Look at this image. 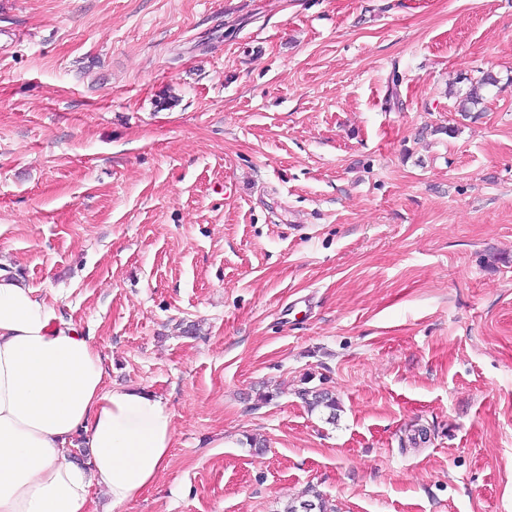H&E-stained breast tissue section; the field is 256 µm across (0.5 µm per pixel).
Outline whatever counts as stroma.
I'll list each match as a JSON object with an SVG mask.
<instances>
[{
	"label": "stroma",
	"instance_id": "obj_1",
	"mask_svg": "<svg viewBox=\"0 0 512 512\" xmlns=\"http://www.w3.org/2000/svg\"><path fill=\"white\" fill-rule=\"evenodd\" d=\"M0 268L173 412L116 512H512V0H0ZM498 82L497 77L492 72L483 73L475 82H471V87L464 97L458 102V112H471L472 108L481 104L483 100L480 91L487 86H493ZM298 394L301 396V399H303L304 402L308 405L310 410L323 408L328 410L327 420L333 422L336 420V411L338 410V405L336 400L329 396L327 392L315 386L300 388ZM306 497V498H303ZM314 502L317 506L318 512H336L334 508L326 501L319 493L312 492V494H305L304 496H301L300 498H294L291 501H288V503L285 505L283 512H315V504L313 503H305L303 506L302 511V505L304 502Z\"/></svg>",
	"mask_w": 512,
	"mask_h": 512
}]
</instances>
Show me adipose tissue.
<instances>
[{
	"label": "adipose tissue",
	"mask_w": 512,
	"mask_h": 512,
	"mask_svg": "<svg viewBox=\"0 0 512 512\" xmlns=\"http://www.w3.org/2000/svg\"><path fill=\"white\" fill-rule=\"evenodd\" d=\"M105 376L90 337L0 269V512H88L95 487L114 512L168 468V405ZM77 435L84 462L70 455Z\"/></svg>",
	"instance_id": "obj_1"
}]
</instances>
